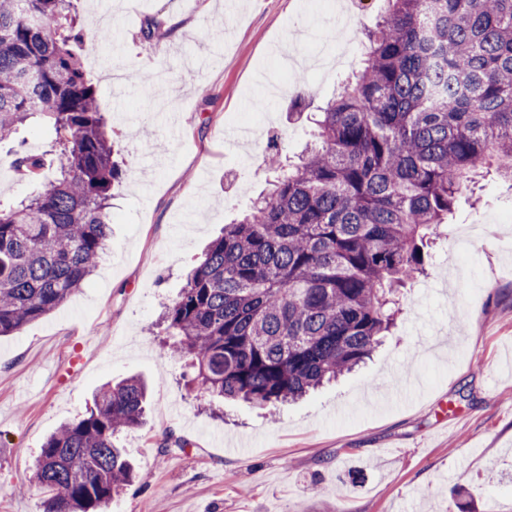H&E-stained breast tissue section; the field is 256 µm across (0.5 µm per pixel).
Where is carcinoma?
Instances as JSON below:
<instances>
[{
	"mask_svg": "<svg viewBox=\"0 0 512 512\" xmlns=\"http://www.w3.org/2000/svg\"><path fill=\"white\" fill-rule=\"evenodd\" d=\"M71 0H0V143L54 128L56 165L14 150L40 182L0 201V337L60 308L111 240L121 168L71 43ZM370 50L318 113L296 163L272 145L269 192L224 225L161 323L201 392L274 413L362 363L394 326L424 242L476 176L512 182V0H388ZM138 378L103 386L32 466L42 512H106L137 473L120 447L139 427ZM171 434L158 453L182 450Z\"/></svg>",
	"mask_w": 512,
	"mask_h": 512,
	"instance_id": "cac0c4a2",
	"label": "carcinoma"
}]
</instances>
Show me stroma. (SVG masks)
Here are the masks:
<instances>
[{
  "label": "stroma",
  "mask_w": 512,
  "mask_h": 512,
  "mask_svg": "<svg viewBox=\"0 0 512 512\" xmlns=\"http://www.w3.org/2000/svg\"><path fill=\"white\" fill-rule=\"evenodd\" d=\"M74 6L83 31L112 33L74 48L126 165L94 275L0 339V512H40L29 478L46 438L134 375L149 406L121 442L140 478L109 512H512V184L495 173L433 235L382 346L335 384L272 416L188 391L160 351L163 306L266 189L268 141L297 159L387 0ZM117 66L132 76L118 90ZM167 434L185 450L159 454Z\"/></svg>",
  "instance_id": "obj_1"
}]
</instances>
